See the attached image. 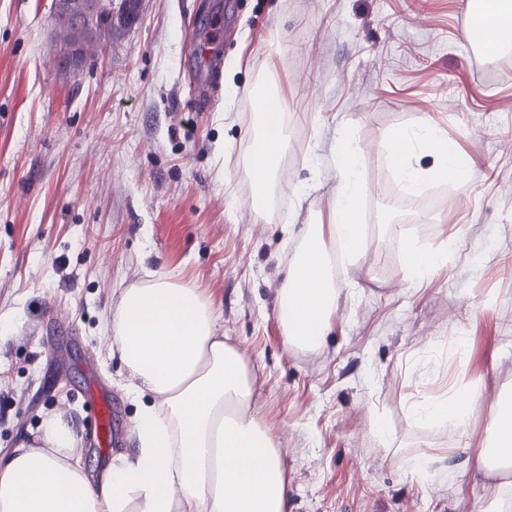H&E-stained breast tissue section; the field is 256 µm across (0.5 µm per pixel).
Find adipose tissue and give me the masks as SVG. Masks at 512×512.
Instances as JSON below:
<instances>
[{
	"label": "adipose tissue",
	"instance_id": "1",
	"mask_svg": "<svg viewBox=\"0 0 512 512\" xmlns=\"http://www.w3.org/2000/svg\"><path fill=\"white\" fill-rule=\"evenodd\" d=\"M490 44H512V0H486L472 19ZM261 130L252 135L245 172L266 218L265 202L288 148L278 118L279 95L257 102ZM389 163L409 191L466 179L472 162L429 119L414 133L391 132ZM431 155L432 168L412 162ZM340 179L327 223L307 224L278 292L277 317L287 346L321 348L342 288L332 258L336 246L365 244L359 149L350 135L336 146ZM111 344L119 352L139 403L138 448L111 463L101 477L82 462L74 424L45 417L35 444L0 459V512H292L283 452L255 408L256 379L240 351L224 339L215 309L201 291L173 276L151 275L124 288L112 312ZM478 398L473 393L429 395L414 408L416 423L453 427L468 441ZM487 448L475 458L476 479L491 478L496 462L512 463V405L497 404L485 425Z\"/></svg>",
	"mask_w": 512,
	"mask_h": 512
}]
</instances>
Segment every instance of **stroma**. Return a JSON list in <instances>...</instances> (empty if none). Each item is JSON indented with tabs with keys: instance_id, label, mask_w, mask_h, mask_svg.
<instances>
[{
	"instance_id": "1",
	"label": "stroma",
	"mask_w": 512,
	"mask_h": 512,
	"mask_svg": "<svg viewBox=\"0 0 512 512\" xmlns=\"http://www.w3.org/2000/svg\"><path fill=\"white\" fill-rule=\"evenodd\" d=\"M52 2L0 0V457L33 445L50 413L76 426L94 473L133 454L139 404L109 336L122 289L151 271L210 296L288 459L294 512L512 505V488L471 478L487 415L512 394V55H473L467 0H140L135 23L74 76L54 63ZM205 40L223 59L221 91L199 110L193 47ZM264 79L279 86L289 143L261 221L244 162ZM425 116L475 172L427 223L404 209L390 238L378 222L398 184L385 136ZM346 133L368 240L323 348L305 352L284 342L277 294L297 229L328 215ZM403 234L449 246L446 268L411 285ZM460 370L481 393L470 448L415 468L421 451L459 443L410 411ZM92 380L119 402L120 447L98 445Z\"/></svg>"
}]
</instances>
